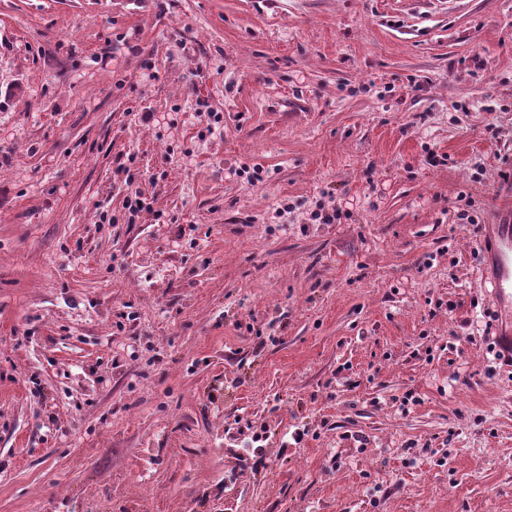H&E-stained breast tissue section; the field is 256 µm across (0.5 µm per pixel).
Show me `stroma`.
Wrapping results in <instances>:
<instances>
[{"mask_svg": "<svg viewBox=\"0 0 512 512\" xmlns=\"http://www.w3.org/2000/svg\"><path fill=\"white\" fill-rule=\"evenodd\" d=\"M506 172L512 0H0V512H512ZM123 172L126 173V180L128 187L130 188L125 198V208L128 210V223H135L136 218L143 211H148L150 208L149 203L146 202V198L143 197L142 193L137 189H133L132 186L135 183V175L130 174V166L125 167ZM484 247L490 254V276L500 318L512 320V224H493L484 237Z\"/></svg>", "mask_w": 512, "mask_h": 512, "instance_id": "35a3bbf8", "label": "stroma"}]
</instances>
